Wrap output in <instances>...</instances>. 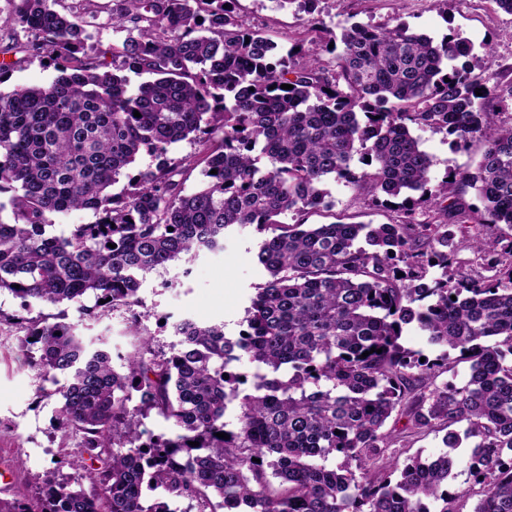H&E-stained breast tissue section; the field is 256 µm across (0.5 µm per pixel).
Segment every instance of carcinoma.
<instances>
[{"instance_id": "cac0c4a2", "label": "carcinoma", "mask_w": 512, "mask_h": 512, "mask_svg": "<svg viewBox=\"0 0 512 512\" xmlns=\"http://www.w3.org/2000/svg\"><path fill=\"white\" fill-rule=\"evenodd\" d=\"M277 2L298 3L314 31L322 24L318 0ZM60 3L15 8L59 75L0 91V194H10L13 213L0 221V291L26 305L91 296L90 316L130 310L148 274L224 249L235 224L263 234L267 279L239 335L185 319L170 350L142 336L119 370L73 325L31 322L21 347L56 385L39 397H59V429L80 437L89 458L69 460L73 476L49 472L34 496L1 499L0 512H177L184 500L216 512L214 497L224 512H431L429 501L448 512L465 495L448 489L465 442L470 475L487 486L473 512H512V241L494 232L512 228V127L476 102L475 70L490 50L474 53L458 33L436 42L404 24L355 22L297 45L308 57L300 63L294 49L244 27L235 0H115L112 21L132 27L112 59L153 76L132 91L87 53L85 26L105 6ZM424 129L453 146L482 133L478 174L433 183V157L415 135ZM184 140L205 162L198 191H186L193 161H159ZM144 155L156 167L133 170ZM122 175L127 187L108 192ZM330 179L398 207L401 219L280 220L329 207ZM466 188L484 204L481 230L459 225L456 243L448 225L416 221L419 207L465 210ZM81 209L95 221L51 233L54 215ZM462 247L494 274H461ZM410 324L434 358L401 343ZM245 358L255 364L249 376L231 369ZM459 362L467 378L437 383ZM248 382L252 390L240 391ZM153 411L173 434L141 429ZM394 415L406 437L448 424L444 451L386 458ZM331 456L340 463L328 466Z\"/></svg>"}]
</instances>
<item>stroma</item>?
Returning <instances> with one entry per match:
<instances>
[{
    "mask_svg": "<svg viewBox=\"0 0 512 512\" xmlns=\"http://www.w3.org/2000/svg\"><path fill=\"white\" fill-rule=\"evenodd\" d=\"M13 0H0V47L12 42L25 44L21 61L9 73L0 90L19 85H47L56 77L53 63L37 50L34 33L14 21ZM319 15L328 29L359 22L372 26L403 23L434 39L456 29L475 47L491 45L493 59L480 74L483 87L512 82V15L500 10L494 0H320ZM237 16L248 28H258L289 49L307 36L306 13L296 6L278 8L274 0H238ZM423 149L433 156L435 176L446 172H475L486 148L482 135L464 146L451 147L446 134L420 131ZM330 208L310 211L308 224L374 223L397 221V209L372 207L362 190L329 182ZM260 236L252 226H237L224 238L223 250L200 253L193 262H174L147 275L138 291L142 314L139 328H132L127 311L109 312L96 318L81 315L80 307H92L93 298L81 306L34 303L23 305L9 292L0 293V465L13 479L0 489V499L10 500L19 492H35L54 460L80 453L78 437H63L57 430V398L38 399L40 377L24 362L19 348V323L66 319L85 340L106 348L113 360L126 357L138 347L137 333L153 336L156 346L169 349L178 341L171 323L189 318L205 324H220L226 335L245 329L250 299L266 275L256 254Z\"/></svg>",
    "mask_w": 512,
    "mask_h": 512,
    "instance_id": "1",
    "label": "stroma"
}]
</instances>
